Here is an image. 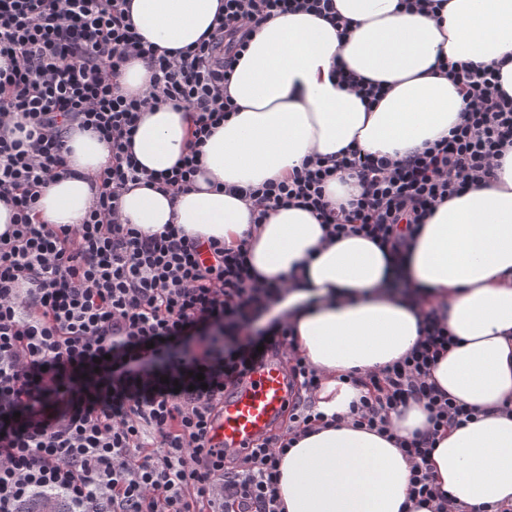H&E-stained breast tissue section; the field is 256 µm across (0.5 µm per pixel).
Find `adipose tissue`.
I'll return each mask as SVG.
<instances>
[{
  "instance_id": "obj_1",
  "label": "adipose tissue",
  "mask_w": 512,
  "mask_h": 512,
  "mask_svg": "<svg viewBox=\"0 0 512 512\" xmlns=\"http://www.w3.org/2000/svg\"><path fill=\"white\" fill-rule=\"evenodd\" d=\"M223 0H131L145 41L182 49L213 25ZM347 37L307 12L262 24L235 66L227 93L238 112L204 147L202 173L178 194L131 183L121 196L129 223L234 245L248 239L250 261L266 281L294 277L284 301L299 353L323 374L320 411L344 414L357 396L339 375L398 360L418 338L423 305L436 307L460 340L432 372L438 386L479 415L448 429L430 468L449 512L512 501V150L495 181L438 207L416 238L403 274L423 287L425 304L393 297L388 262L357 236L334 243L308 211L290 207L254 223L253 208L230 185L258 186L302 168L309 155L350 147L403 157L447 137L463 106L458 84L438 59L501 62L512 95V0H446L439 14L403 0H335ZM344 69L386 85L375 105L342 85ZM191 115L164 105L141 115L132 151L147 171H169L190 143ZM71 173L41 192L37 220L79 224L91 209L92 178L111 160L89 133L68 140ZM320 306L306 311L308 299ZM279 493L285 512H403L409 464L381 435L344 424L302 437L284 457Z\"/></svg>"
}]
</instances>
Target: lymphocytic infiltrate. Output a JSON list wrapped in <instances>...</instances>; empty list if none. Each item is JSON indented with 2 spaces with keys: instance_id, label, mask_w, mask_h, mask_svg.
I'll use <instances>...</instances> for the list:
<instances>
[{
  "instance_id": "1",
  "label": "lymphocytic infiltrate",
  "mask_w": 512,
  "mask_h": 512,
  "mask_svg": "<svg viewBox=\"0 0 512 512\" xmlns=\"http://www.w3.org/2000/svg\"><path fill=\"white\" fill-rule=\"evenodd\" d=\"M299 10L347 27L334 0H224L208 38L168 50L136 31L129 0H0V202L13 210L0 233V512L48 492L71 512H284L283 456L333 424L317 409L321 375L298 354L289 313H271L290 283L261 280L246 242L178 224L144 231L122 222L119 203L130 182L165 193L193 185L203 145L237 110L224 91L236 61L266 20ZM132 58L151 72L137 96L118 83ZM438 70L464 101L447 138L400 159L358 148L315 155L285 179L229 194L256 206V223L301 208L327 239H369L401 265L436 208L486 184L512 145L499 66L442 60ZM167 104L190 112L192 146L158 176L131 146L142 112ZM75 129L107 143L112 164L82 223H37L42 189L69 173ZM345 175L359 192L332 205L326 186ZM457 343L431 307L402 358L341 377L360 392L352 427L399 448L411 463L409 501L430 512H448L429 467L435 442L477 415L430 379ZM272 352L297 390L288 425L244 455L225 454L210 436L224 395ZM411 401L428 427L403 437L392 415Z\"/></svg>"
}]
</instances>
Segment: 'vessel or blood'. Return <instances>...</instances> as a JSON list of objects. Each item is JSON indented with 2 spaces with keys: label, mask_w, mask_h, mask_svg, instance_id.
<instances>
[{
  "label": "vessel or blood",
  "mask_w": 512,
  "mask_h": 512,
  "mask_svg": "<svg viewBox=\"0 0 512 512\" xmlns=\"http://www.w3.org/2000/svg\"><path fill=\"white\" fill-rule=\"evenodd\" d=\"M292 399L283 366L276 357H268L225 395L212 433L225 451H237L266 435Z\"/></svg>",
  "instance_id": "obj_1"
}]
</instances>
